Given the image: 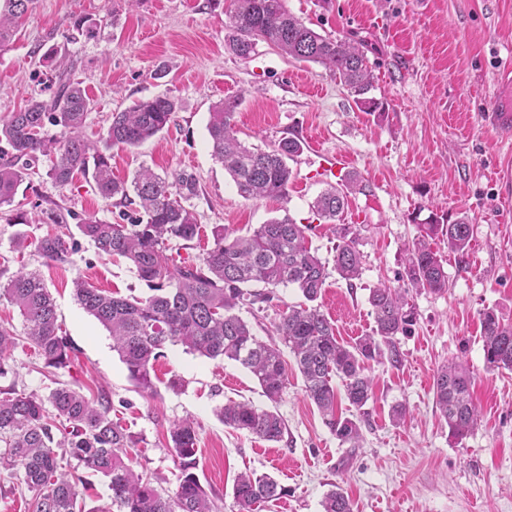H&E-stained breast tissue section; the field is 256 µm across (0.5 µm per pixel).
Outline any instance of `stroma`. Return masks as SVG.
<instances>
[{
	"label": "stroma",
	"instance_id": "stroma-1",
	"mask_svg": "<svg viewBox=\"0 0 512 512\" xmlns=\"http://www.w3.org/2000/svg\"><path fill=\"white\" fill-rule=\"evenodd\" d=\"M288 9L322 34L363 41L375 77L373 95L383 114L358 111L346 89L321 65L288 58L258 44L249 58L225 47L227 0H37L20 36L0 52V117L32 96L45 94L59 50L91 100L85 131L98 138L112 113L139 98L168 95L180 104L167 132L132 149L112 150L115 177L131 180L139 167L159 174L184 170L196 176L193 200L200 245L173 253L171 267L196 260L215 225L244 236L273 217L307 225L306 236L332 263L335 225H352L363 255L355 286L332 274L319 300L341 343L370 335L369 290L404 287L405 254L429 217L450 224L466 219L474 239L465 255L446 238L431 246L444 261L449 288L411 290L415 322L400 337L402 364L369 362L373 383L364 407L359 447L340 443L307 398L298 370L276 407L286 430L269 442L224 426L217 407L229 400L268 407L257 381L239 362L210 360L168 347L155 365V388L139 391L112 349L108 332L78 304L73 281L122 296L150 289L122 262L99 254L87 241L64 264H45L34 250L17 251L20 232L40 237L47 224H11L0 213V275L20 266L39 271L51 292L62 332L73 350L64 369L44 367L27 344L11 353V371L0 389L48 393L62 382L88 398L106 395L111 416L139 439L134 468L151 475L171 495L178 462L168 429L184 417L198 424L196 474L217 512H238L233 484L241 472L269 474L287 496L258 512H322L331 484L341 485L353 512H512V372L487 370L480 314L496 309L512 323V138L489 123L512 110V85L498 73L512 56V0H286ZM102 24L97 37L70 39L71 22ZM244 94L236 114L238 137L271 147L297 136L303 152L290 162L287 202L242 197L211 156L207 132L211 106ZM351 157L350 173L362 191L350 194L338 221L319 217L313 202L330 181L320 163L333 154ZM39 159L26 191L27 204L56 202L78 218L118 222L120 209L84 179L57 188ZM462 359L481 423L462 441L448 434L435 408L433 378L448 360ZM185 381L166 387L171 374ZM406 409L394 421L395 407Z\"/></svg>",
	"mask_w": 512,
	"mask_h": 512
}]
</instances>
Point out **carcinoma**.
<instances>
[{"instance_id":"carcinoma-1","label":"carcinoma","mask_w":512,"mask_h":512,"mask_svg":"<svg viewBox=\"0 0 512 512\" xmlns=\"http://www.w3.org/2000/svg\"><path fill=\"white\" fill-rule=\"evenodd\" d=\"M0 6V50L13 41L19 21L35 9L36 0H3ZM226 45L234 55L248 57L263 42L302 62L317 63L346 88L360 112L383 111V104L369 96L374 75L364 51L356 43L322 35L292 14L286 0H229L226 11ZM98 23L77 19L76 36L93 37ZM49 99L34 97L16 112L0 119V208L9 207V220L27 224V214L14 207L19 188L30 179L39 157L49 161L46 177L63 189L82 176L104 198L120 197L135 206L126 224L87 218L77 224L80 234L101 254L126 260L153 294L123 297L93 287L81 278L74 281V296L112 338L134 385L153 390L154 365L169 345L212 360L239 362L257 380L262 393L275 406L288 383V371L280 346L293 354L305 392L336 438L351 448L362 440L359 417L336 413L333 379L343 382L345 397L356 412L370 399L372 384L365 363L385 357L392 364L403 360L399 336L407 334L414 320L409 289L433 293L448 290V273L428 239L442 235L448 249L464 254L474 228L461 218L453 224H425L405 263L410 288L383 285L372 288L368 301L375 327L372 334L345 345L336 328L317 304L328 278L326 264L305 235L307 226L285 215L272 218L246 237L229 238L224 226L212 229L211 243L198 261L180 269L169 265L172 242L199 239L201 225L193 211L198 194L196 177L186 171L160 176L140 168L131 182L112 177L114 147L135 148L174 122L178 102L170 96L139 99L121 112L112 113L106 134L98 141L84 134L90 98L66 71H58ZM243 95L227 97L212 106L207 131L212 155L230 174L241 196L288 199L292 171L288 161L303 152V142L284 136L276 147L262 151L248 147L237 137L235 115ZM56 132L49 133V128ZM358 186L349 176L319 195L313 205L317 215L339 217L347 197ZM336 274L354 286L361 275L362 255L357 236L346 224L336 228ZM32 247L46 261L68 263L74 253L67 234L46 235L33 241L20 233L15 248ZM262 289L255 290L253 286ZM292 286L304 302L287 307L274 325L279 342H264L253 333L237 310L268 303L273 289ZM15 306L23 319L24 336L44 366L62 369L70 359L71 345L63 336L56 307L41 275L21 269L0 284V299ZM483 352L486 368L512 371V324L497 311L482 312ZM18 345L14 331L0 325V377L11 370V351ZM470 376L462 364L441 366L433 379L436 408L448 423L451 437L462 440L481 422L470 398ZM111 408L95 404L81 391L65 384L48 394L0 389V468L19 469L32 493L30 512H75L76 482L60 470L69 457L87 473L109 481L111 495L87 512H213L214 503L194 470L198 466V426L191 418L173 423L169 445L178 459L180 478L176 492L163 496L153 478L132 465L130 449L137 438L118 421ZM224 425L270 442L282 440L285 423L276 410L259 409L230 401L216 409ZM288 489L269 475L243 472L233 485L239 512H254L263 503L276 501ZM323 512H352L350 499L337 484L322 500Z\"/></svg>"}]
</instances>
